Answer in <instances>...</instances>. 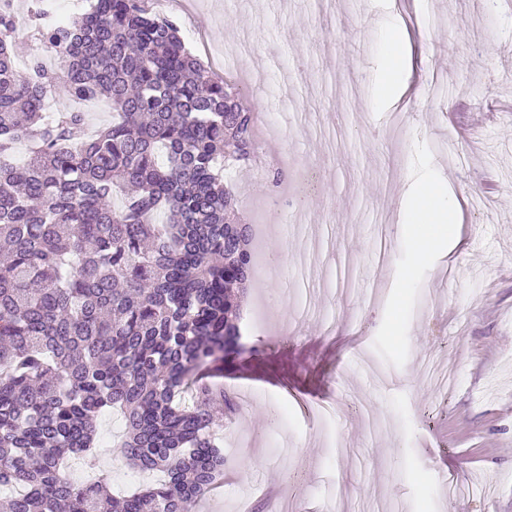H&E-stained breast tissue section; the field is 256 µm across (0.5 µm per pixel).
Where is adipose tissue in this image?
Wrapping results in <instances>:
<instances>
[{
    "instance_id": "obj_1",
    "label": "adipose tissue",
    "mask_w": 512,
    "mask_h": 512,
    "mask_svg": "<svg viewBox=\"0 0 512 512\" xmlns=\"http://www.w3.org/2000/svg\"><path fill=\"white\" fill-rule=\"evenodd\" d=\"M419 190L408 202L410 221L420 227L421 232L412 241L416 262H424L440 238L457 243L459 201L449 194L445 186L428 176L418 179Z\"/></svg>"
}]
</instances>
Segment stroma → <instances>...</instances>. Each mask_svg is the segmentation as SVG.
Listing matches in <instances>:
<instances>
[{"label":"stroma","mask_w":512,"mask_h":512,"mask_svg":"<svg viewBox=\"0 0 512 512\" xmlns=\"http://www.w3.org/2000/svg\"><path fill=\"white\" fill-rule=\"evenodd\" d=\"M149 5L210 69L247 41L229 79L271 122L224 183L281 273L244 296L259 326L224 376L238 411L198 512H512V0ZM422 171L458 196L460 240L409 279ZM97 431L71 471L131 489L111 414ZM405 52L404 39L397 33L392 34L386 41L384 65L377 75V85L382 93H391L395 90Z\"/></svg>","instance_id":"35a3bbf8"}]
</instances>
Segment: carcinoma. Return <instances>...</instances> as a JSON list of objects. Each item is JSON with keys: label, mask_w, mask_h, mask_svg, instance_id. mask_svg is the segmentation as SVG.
I'll use <instances>...</instances> for the list:
<instances>
[{"label": "carcinoma", "mask_w": 512, "mask_h": 512, "mask_svg": "<svg viewBox=\"0 0 512 512\" xmlns=\"http://www.w3.org/2000/svg\"><path fill=\"white\" fill-rule=\"evenodd\" d=\"M28 22L62 69H16L0 6V487L27 488L3 508L196 512L224 470L214 428L237 411L204 376L243 354L252 233L220 168L251 159L253 112L147 0H90L60 26L32 2ZM57 93L109 101L112 124L89 137L86 113L46 115ZM110 410L121 457L163 481L115 497L66 476Z\"/></svg>", "instance_id": "carcinoma-1"}]
</instances>
